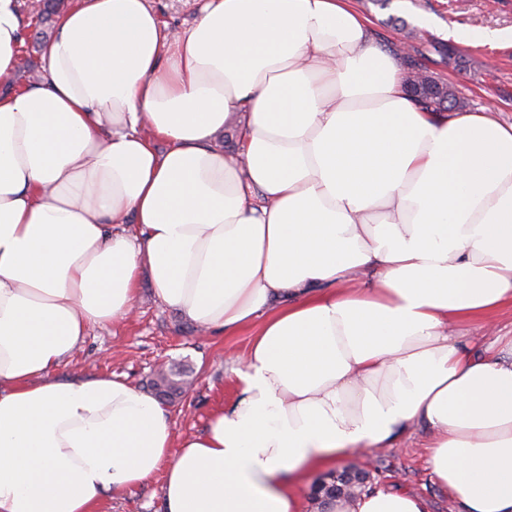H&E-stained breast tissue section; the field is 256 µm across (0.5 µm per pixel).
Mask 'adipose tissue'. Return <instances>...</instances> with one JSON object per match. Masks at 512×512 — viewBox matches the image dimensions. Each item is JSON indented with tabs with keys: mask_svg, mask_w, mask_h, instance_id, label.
<instances>
[{
	"mask_svg": "<svg viewBox=\"0 0 512 512\" xmlns=\"http://www.w3.org/2000/svg\"><path fill=\"white\" fill-rule=\"evenodd\" d=\"M24 26L0 0V512H96L160 470L164 512H302L309 472L418 426L459 512H512V338L460 334L512 308V123L421 109L352 0H202L178 32L72 0L14 91ZM144 271L251 336L234 402L179 441L153 395L59 374Z\"/></svg>",
	"mask_w": 512,
	"mask_h": 512,
	"instance_id": "obj_1",
	"label": "adipose tissue"
}]
</instances>
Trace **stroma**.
<instances>
[{"label": "stroma", "mask_w": 512, "mask_h": 512, "mask_svg": "<svg viewBox=\"0 0 512 512\" xmlns=\"http://www.w3.org/2000/svg\"><path fill=\"white\" fill-rule=\"evenodd\" d=\"M371 23L372 37L383 49L398 39L394 20L416 29L420 45L435 41L448 44L452 57L434 53L422 63L442 81L457 89L478 112L490 109L502 122L512 121V44L499 46L449 42L450 29H512V0H354ZM55 23H39L27 16V42L19 55L20 71L43 72V41L54 36ZM248 333L230 337L199 336L177 312L156 298L148 273H141L134 313L105 328H93L62 372L66 375L114 374L138 389H146L152 372L161 364H181L193 369L197 382L185 399L167 405L176 438L198 432L211 412L228 404L234 390L226 375L228 354L243 353ZM423 430L401 436L390 448L371 449L347 458L350 466L371 469L373 489L405 491L423 498L429 512H456L455 498L435 479L425 448ZM163 474L133 487L120 497L105 500L99 512H162Z\"/></svg>", "instance_id": "obj_1"}]
</instances>
